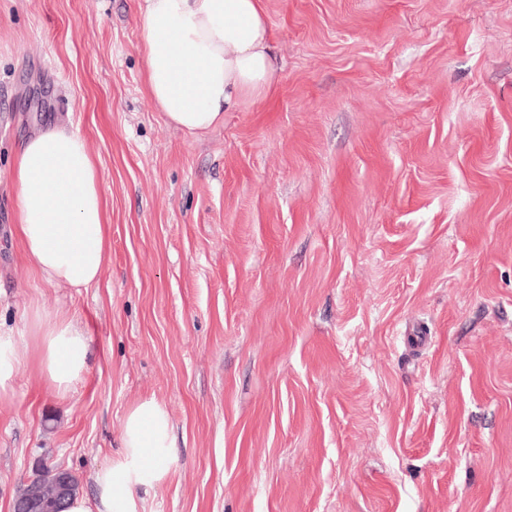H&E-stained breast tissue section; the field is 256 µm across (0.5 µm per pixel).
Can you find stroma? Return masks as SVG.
<instances>
[{"instance_id":"obj_1","label":"stroma","mask_w":512,"mask_h":512,"mask_svg":"<svg viewBox=\"0 0 512 512\" xmlns=\"http://www.w3.org/2000/svg\"><path fill=\"white\" fill-rule=\"evenodd\" d=\"M270 97L201 137L146 92L138 0H0V317L89 326L64 398L0 403V512L79 491L136 401L146 512H512V0H266ZM58 123L103 179L97 285L23 258L10 168ZM26 484L14 499L13 512H64L65 500L77 490L70 472L62 467L38 465Z\"/></svg>"}]
</instances>
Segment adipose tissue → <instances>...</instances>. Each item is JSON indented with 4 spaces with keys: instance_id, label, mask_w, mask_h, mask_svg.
Returning <instances> with one entry per match:
<instances>
[{
    "instance_id": "adipose-tissue-1",
    "label": "adipose tissue",
    "mask_w": 512,
    "mask_h": 512,
    "mask_svg": "<svg viewBox=\"0 0 512 512\" xmlns=\"http://www.w3.org/2000/svg\"><path fill=\"white\" fill-rule=\"evenodd\" d=\"M147 93L173 127L201 135L226 112L265 99L278 65L265 0H140ZM14 234L35 274L52 287L96 285L108 258L102 180L83 138L52 125L20 146L11 167ZM27 337L0 326V399L22 370L66 396L89 370L90 337L75 320L30 309ZM175 444L170 414L155 398L126 411L120 449L94 476L95 496L66 512H144L143 495L168 478Z\"/></svg>"
}]
</instances>
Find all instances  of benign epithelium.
<instances>
[{"label":"benign epithelium","instance_id":"7a95c632","mask_svg":"<svg viewBox=\"0 0 512 512\" xmlns=\"http://www.w3.org/2000/svg\"><path fill=\"white\" fill-rule=\"evenodd\" d=\"M77 490L70 472L62 467L37 466L24 491L13 502V512H63L67 498Z\"/></svg>","mask_w":512,"mask_h":512}]
</instances>
